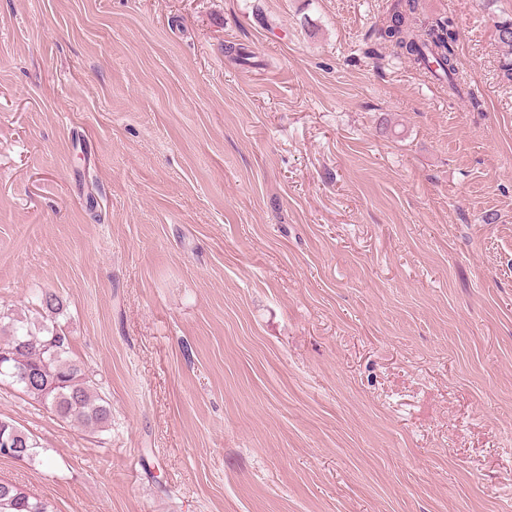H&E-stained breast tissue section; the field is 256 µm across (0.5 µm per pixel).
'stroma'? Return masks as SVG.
<instances>
[{
	"label": "stroma",
	"instance_id": "1",
	"mask_svg": "<svg viewBox=\"0 0 512 512\" xmlns=\"http://www.w3.org/2000/svg\"><path fill=\"white\" fill-rule=\"evenodd\" d=\"M0 0V309L106 430L0 382L55 512H512V0ZM243 57L229 55L228 47ZM418 7V0H397L380 37L438 80H448V89L459 94L465 80L454 25L447 18H438L416 26ZM38 300L45 314L50 313L43 318L51 323L42 324L38 332L13 312H0V377L9 378L62 421L93 431L106 428L112 416L109 403L81 364L70 357L71 337L52 322L62 300L50 291L41 292ZM15 355L27 361L37 378L28 383L13 375L14 371L24 378L29 374L19 362L13 368Z\"/></svg>",
	"mask_w": 512,
	"mask_h": 512
}]
</instances>
